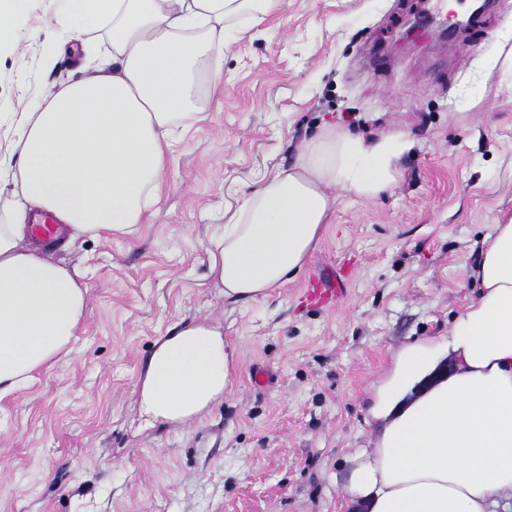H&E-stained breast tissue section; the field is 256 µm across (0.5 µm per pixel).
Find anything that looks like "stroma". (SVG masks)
<instances>
[{"mask_svg":"<svg viewBox=\"0 0 512 512\" xmlns=\"http://www.w3.org/2000/svg\"><path fill=\"white\" fill-rule=\"evenodd\" d=\"M67 0H29L0 48V113L77 77ZM422 31L401 42L408 25ZM512 0H283L240 22L207 122L171 148L161 199L134 235L81 236L53 259L78 270L87 310L71 353L0 401V512H352L349 456L396 354L447 336L475 294L465 268L512 216ZM415 146L402 180L340 199L305 268L269 297L232 303L209 275L243 192L327 123ZM344 276L339 300L305 293ZM209 323L239 351L233 391L183 425L146 420L138 384L156 342ZM267 375L253 382L255 372Z\"/></svg>","mask_w":512,"mask_h":512,"instance_id":"35a3bbf8","label":"stroma"}]
</instances>
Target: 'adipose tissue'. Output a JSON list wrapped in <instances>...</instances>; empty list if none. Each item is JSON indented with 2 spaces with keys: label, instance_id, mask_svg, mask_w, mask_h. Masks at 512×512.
<instances>
[{
  "label": "adipose tissue",
  "instance_id": "obj_1",
  "mask_svg": "<svg viewBox=\"0 0 512 512\" xmlns=\"http://www.w3.org/2000/svg\"><path fill=\"white\" fill-rule=\"evenodd\" d=\"M63 30L107 32L92 76L14 112L0 182L18 210L54 214L69 237L133 234L160 199L171 143L206 121L198 67L229 45V25L258 26L281 0H68ZM408 135L374 138L328 124L287 167L244 193L215 241L209 272L233 302L285 287L322 240L338 197L372 201L403 177ZM27 224H0V398L60 362L86 313L80 274L48 259ZM466 277L478 295L447 340L417 341L376 389L370 447L355 451L358 512H512V220L484 236ZM239 352L222 328L187 325L159 339L140 381V409L181 425L223 398Z\"/></svg>",
  "mask_w": 512,
  "mask_h": 512
}]
</instances>
